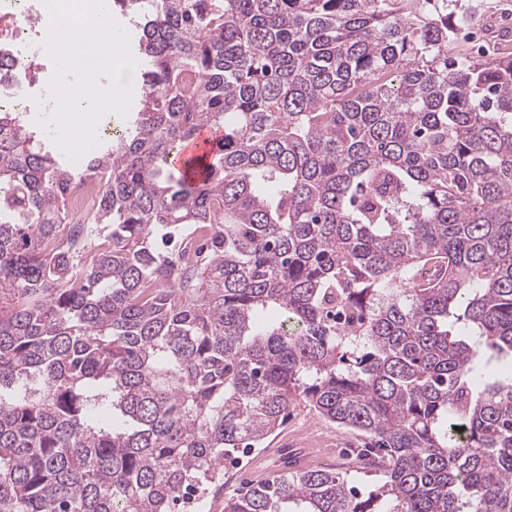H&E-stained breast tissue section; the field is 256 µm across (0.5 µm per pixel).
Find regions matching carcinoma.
Listing matches in <instances>:
<instances>
[{
	"mask_svg": "<svg viewBox=\"0 0 512 512\" xmlns=\"http://www.w3.org/2000/svg\"><path fill=\"white\" fill-rule=\"evenodd\" d=\"M463 10L112 0L123 129L75 167L0 108V512H177L299 401L382 480L287 459L226 512H512V55L448 57ZM212 138L213 133L209 129H201L196 139L184 146L183 150L181 151V153L179 154L175 161V165L184 171L186 167V161L202 156H206L207 160L209 161V147ZM104 180L100 178L83 179L71 187L68 199L69 210L74 224H83L100 200Z\"/></svg>",
	"mask_w": 512,
	"mask_h": 512,
	"instance_id": "carcinoma-1",
	"label": "carcinoma"
}]
</instances>
